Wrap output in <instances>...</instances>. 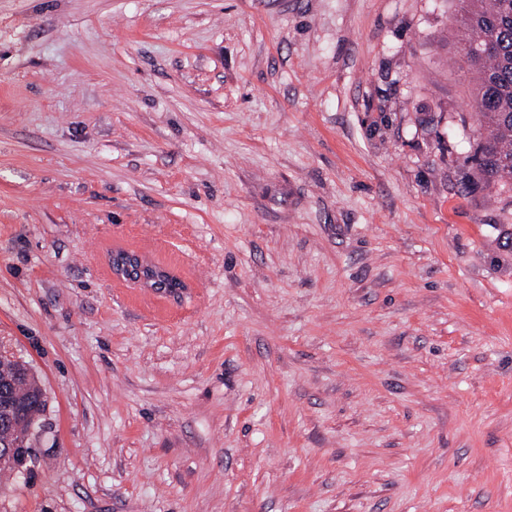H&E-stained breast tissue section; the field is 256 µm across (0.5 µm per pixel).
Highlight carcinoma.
I'll return each mask as SVG.
<instances>
[{"instance_id":"1","label":"carcinoma","mask_w":512,"mask_h":512,"mask_svg":"<svg viewBox=\"0 0 512 512\" xmlns=\"http://www.w3.org/2000/svg\"><path fill=\"white\" fill-rule=\"evenodd\" d=\"M462 47L471 50L465 62L475 72L472 109L478 116L481 142L472 160L487 185L512 186V0H460ZM157 292L181 286L177 278L156 265L135 269ZM11 394L27 402L29 412L40 409L31 400L22 376L10 381Z\"/></svg>"}]
</instances>
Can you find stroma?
Masks as SVG:
<instances>
[{
	"label": "stroma",
	"instance_id": "obj_1",
	"mask_svg": "<svg viewBox=\"0 0 512 512\" xmlns=\"http://www.w3.org/2000/svg\"><path fill=\"white\" fill-rule=\"evenodd\" d=\"M458 16L0 0V350L46 395L0 512H512V187ZM135 276L143 278L157 292H171L172 288H180L181 282L156 265L139 267L134 270Z\"/></svg>",
	"mask_w": 512,
	"mask_h": 512
}]
</instances>
